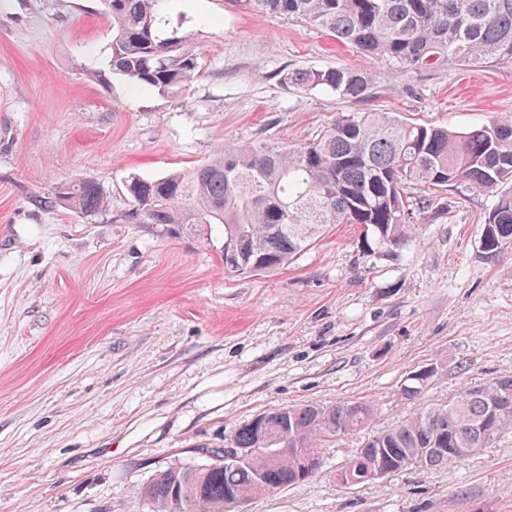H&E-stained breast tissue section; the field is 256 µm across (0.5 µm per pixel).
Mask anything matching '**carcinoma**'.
<instances>
[{
  "label": "carcinoma",
  "mask_w": 512,
  "mask_h": 512,
  "mask_svg": "<svg viewBox=\"0 0 512 512\" xmlns=\"http://www.w3.org/2000/svg\"><path fill=\"white\" fill-rule=\"evenodd\" d=\"M164 0H101L112 20V73L131 82L175 92L197 74L193 34L159 32ZM260 13L279 14L325 32L369 58L412 72L450 63H512V0H232ZM303 90H322L353 102L373 97L380 74L343 66L296 69L283 77ZM512 182V117L465 131L409 123L390 112L343 115L310 140L283 146L242 140L217 150L184 172L127 182L132 207L118 216L129 224H154L167 235L207 242L224 233V273L273 274L335 224H355L364 238L397 249L416 214L451 188L489 192ZM426 189L416 200L413 191ZM44 210L58 207L86 217L109 210L91 180L58 186L34 198ZM485 251L512 247V194L498 197L484 225ZM438 374L431 364L399 387L400 402L417 399ZM372 402L291 405L243 423L230 442L202 445L193 464H174L139 491L152 512H224L227 493L250 498L314 477L324 449L364 429ZM512 437V375L466 389L448 404H432L368 437L337 482L370 481L380 469L453 465L489 444ZM298 448L271 457L268 448ZM249 453L248 462L224 466V448Z\"/></svg>",
  "instance_id": "1"
}]
</instances>
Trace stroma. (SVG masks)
<instances>
[{
	"instance_id": "stroma-1",
	"label": "stroma",
	"mask_w": 512,
	"mask_h": 512,
	"mask_svg": "<svg viewBox=\"0 0 512 512\" xmlns=\"http://www.w3.org/2000/svg\"><path fill=\"white\" fill-rule=\"evenodd\" d=\"M200 72L176 93L109 69L99 0H0V512H151L138 494L194 447L223 445L265 411L372 401L428 364L417 405L512 374V250L482 247L494 196L448 191L394 252L339 224L275 274L228 275L203 245L128 224L131 176L186 170L245 140L307 141L343 114L392 112L456 130L512 115V63L414 73L232 0H167ZM347 65L383 79L350 102L283 83ZM89 179L107 215L30 200ZM362 435L313 478L243 512H512V439L466 461L342 487Z\"/></svg>"
}]
</instances>
